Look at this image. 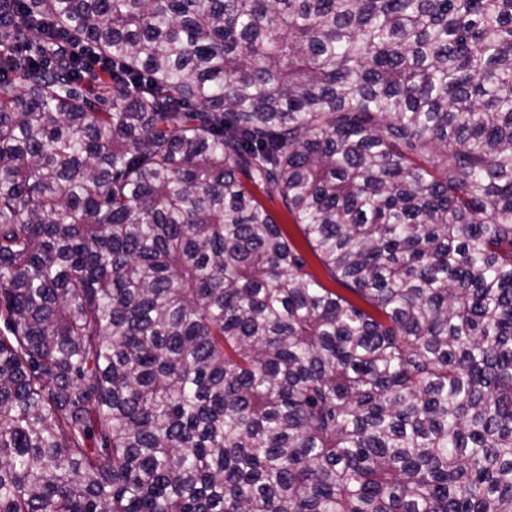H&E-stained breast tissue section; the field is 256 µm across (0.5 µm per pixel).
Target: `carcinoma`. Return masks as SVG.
<instances>
[{"label":"carcinoma","instance_id":"carcinoma-1","mask_svg":"<svg viewBox=\"0 0 512 512\" xmlns=\"http://www.w3.org/2000/svg\"><path fill=\"white\" fill-rule=\"evenodd\" d=\"M0 322V512H512V0H0ZM256 197L261 201V203L266 207L268 211L275 217V220L278 224H283V227L287 231L291 241L302 251L305 253L308 262H309V270L314 272L318 279L327 287L337 292L350 297L353 301L360 303L361 301L356 297L349 294L346 290L342 289L343 287L339 286L336 282L332 281L327 275L326 271L319 263V261L312 255L310 249L308 248L302 234L293 221L289 217L288 213L284 210L282 205L278 201H268L262 194L254 191Z\"/></svg>","mask_w":512,"mask_h":512}]
</instances>
